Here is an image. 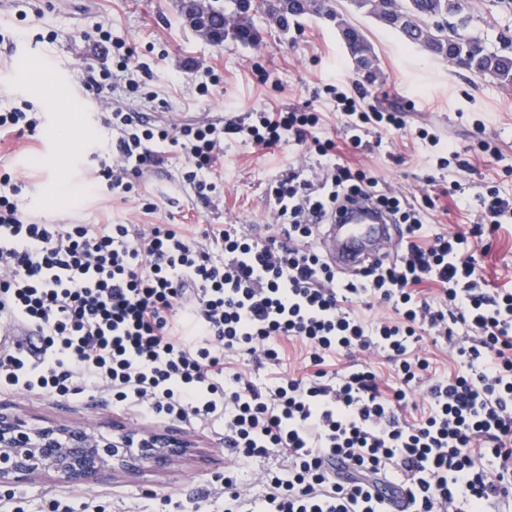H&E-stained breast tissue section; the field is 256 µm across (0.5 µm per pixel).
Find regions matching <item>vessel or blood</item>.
<instances>
[{"mask_svg":"<svg viewBox=\"0 0 512 512\" xmlns=\"http://www.w3.org/2000/svg\"><path fill=\"white\" fill-rule=\"evenodd\" d=\"M395 226L369 198L357 195L324 224L319 244L326 260L342 273H357L365 263L393 257Z\"/></svg>","mask_w":512,"mask_h":512,"instance_id":"1","label":"vessel or blood"}]
</instances>
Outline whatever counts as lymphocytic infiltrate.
I'll use <instances>...</instances> for the list:
<instances>
[{
    "mask_svg": "<svg viewBox=\"0 0 512 512\" xmlns=\"http://www.w3.org/2000/svg\"><path fill=\"white\" fill-rule=\"evenodd\" d=\"M326 91L344 116L352 149L372 128L399 131L400 111L378 109L359 84ZM312 107L250 112L224 123L152 128L116 110L114 163L96 185L121 201H143L151 168L175 163L201 202L219 183L224 138L268 150L311 144L322 157L314 179L288 170L269 185L266 234L241 236L211 225L202 235L180 224H36L19 208L23 183L0 174V322L36 328L41 345L0 350V388L41 397L75 385L145 411L218 429L240 459L282 456L285 473L265 475L262 512H491L512 501V289L482 286L465 251L512 223V201L495 187L480 195L482 216L469 235L432 234L431 197L411 203L352 167L333 140L320 139ZM360 194L401 228L395 256L341 277L312 245L326 215ZM219 243L223 259L209 246ZM425 281L442 303L419 297ZM370 293L392 309L366 324L350 307ZM458 344L454 370L434 373L418 353L423 335ZM308 348L303 374L257 389L227 371L228 354L278 363L275 340ZM383 355L385 382L370 365L327 371L326 356ZM425 388L428 404L413 395Z\"/></svg>",
    "mask_w": 512,
    "mask_h": 512,
    "instance_id": "f902f5d3",
    "label": "lymphocytic infiltrate"
}]
</instances>
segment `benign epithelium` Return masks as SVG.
<instances>
[{
	"label": "benign epithelium",
	"mask_w": 512,
	"mask_h": 512,
	"mask_svg": "<svg viewBox=\"0 0 512 512\" xmlns=\"http://www.w3.org/2000/svg\"><path fill=\"white\" fill-rule=\"evenodd\" d=\"M182 5L194 29L215 41L209 29L197 22L208 4L204 0H183ZM186 448L185 442L159 434L141 436L132 430L107 438L88 426L36 425L18 415L0 413V485L38 474L85 484L116 466L128 468L157 456L179 458Z\"/></svg>",
	"instance_id": "obj_1"
}]
</instances>
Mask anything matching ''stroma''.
I'll return each instance as SVG.
<instances>
[{"instance_id":"stroma-1","label":"stroma","mask_w":512,"mask_h":512,"mask_svg":"<svg viewBox=\"0 0 512 512\" xmlns=\"http://www.w3.org/2000/svg\"><path fill=\"white\" fill-rule=\"evenodd\" d=\"M475 17L473 34L496 49L512 37V8L493 0H468ZM335 7L369 38L377 55L378 78L368 90L377 105L403 109L401 132L370 133L363 151L352 154L355 167L376 176L380 187L404 191L414 202L436 201L429 214L433 233H468L480 214L479 194L498 187L512 198V90L431 57L406 45L400 35L375 19L352 12L347 0ZM124 40L139 65L137 87L109 58L100 43L99 25ZM259 39L249 45L215 44L186 25L177 0H0V111L29 107L42 113L37 135L0 139V168L23 181L22 212L40 224L150 223L137 202H121L92 188L99 162L111 161L112 133L105 118L114 109L142 113L150 123L204 124L228 120L262 108L311 104L323 114L324 135L344 140L345 129L323 91L334 75L361 81L336 28L317 18L291 23L289 31L258 21ZM58 32L46 42L47 31ZM110 71L106 101L83 88L86 66ZM209 94H202V87ZM451 143L471 171H440L428 181L432 149L419 130ZM494 139L499 158L488 161L483 139ZM316 170L318 158L291 144L260 150L235 136L226 137L218 170L224 178L209 203L198 201L175 167L153 168L144 187L160 212V221L182 224L194 235L210 224H232L243 234L263 236L269 183L293 166ZM488 288L512 289V223L502 225L488 245L470 249ZM279 365L254 368L258 387L305 370L306 349L298 342L275 341ZM0 410L42 424H88L103 435L128 430L158 432L189 442L186 455L161 468L106 471L85 485L54 477L0 485V512H52L57 494L70 496L74 512L99 499L107 512H165L164 498L193 512L206 503L221 512L215 477L233 470L240 486L261 497L262 473L278 470L281 460L246 463L224 451L210 430L191 429L158 417L130 419L115 411L112 399L89 392L31 398L0 391Z\"/></svg>"}]
</instances>
